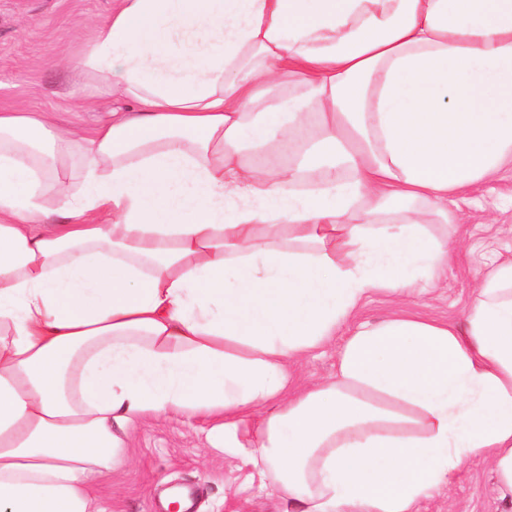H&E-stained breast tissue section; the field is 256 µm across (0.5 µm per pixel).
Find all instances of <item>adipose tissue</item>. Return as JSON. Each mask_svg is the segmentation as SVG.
<instances>
[{
	"mask_svg": "<svg viewBox=\"0 0 512 512\" xmlns=\"http://www.w3.org/2000/svg\"><path fill=\"white\" fill-rule=\"evenodd\" d=\"M77 68L125 108L0 113V512H97L164 413L284 512H411L470 458L512 512V259L464 328L353 321L446 260L422 215L512 170V0H115ZM345 336L336 339L314 351L306 358L288 368L291 389H302L313 383L335 378L339 352Z\"/></svg>",
	"mask_w": 512,
	"mask_h": 512,
	"instance_id": "obj_1",
	"label": "adipose tissue"
}]
</instances>
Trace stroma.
Masks as SVG:
<instances>
[{
  "label": "stroma",
  "instance_id": "obj_1",
  "mask_svg": "<svg viewBox=\"0 0 512 512\" xmlns=\"http://www.w3.org/2000/svg\"><path fill=\"white\" fill-rule=\"evenodd\" d=\"M113 0H0V110L47 112L64 127L88 131L105 121L116 99L90 77L75 82L71 63ZM453 223L430 230L451 256L428 289L395 304L376 294L355 319L377 323L403 308L414 315L462 324L480 279L496 260L512 258V175L470 187L448 206ZM342 339L288 368L289 385L302 389L335 378ZM211 425L170 415L141 417L127 428L129 463L103 479L95 495L106 512L157 510L166 488L190 487L195 512H279L274 490L259 491V477L243 453L212 444ZM487 462L465 461L447 486L420 500L414 512H503Z\"/></svg>",
  "mask_w": 512,
  "mask_h": 512
}]
</instances>
